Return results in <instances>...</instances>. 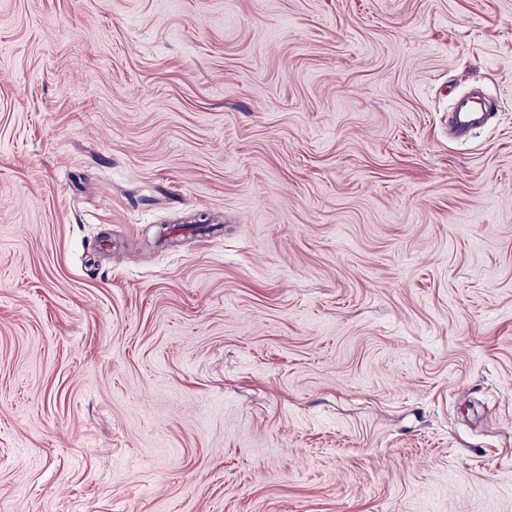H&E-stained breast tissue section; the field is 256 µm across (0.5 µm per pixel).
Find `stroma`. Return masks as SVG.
Instances as JSON below:
<instances>
[{"instance_id": "obj_1", "label": "stroma", "mask_w": 512, "mask_h": 512, "mask_svg": "<svg viewBox=\"0 0 512 512\" xmlns=\"http://www.w3.org/2000/svg\"><path fill=\"white\" fill-rule=\"evenodd\" d=\"M0 512H512V0H0ZM483 99L481 108L469 96H459L455 99L450 111V125L457 137H467L474 129L484 126L492 118L485 97Z\"/></svg>"}]
</instances>
